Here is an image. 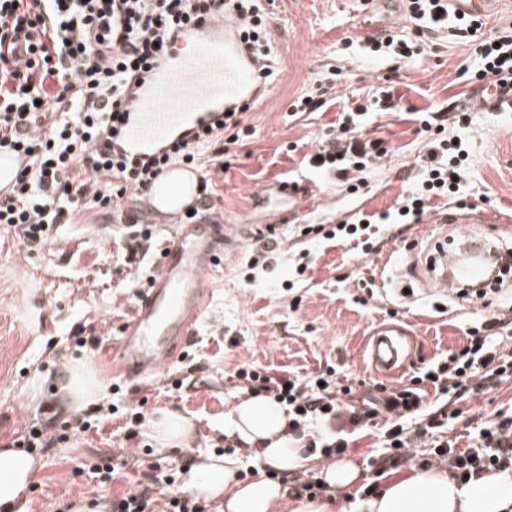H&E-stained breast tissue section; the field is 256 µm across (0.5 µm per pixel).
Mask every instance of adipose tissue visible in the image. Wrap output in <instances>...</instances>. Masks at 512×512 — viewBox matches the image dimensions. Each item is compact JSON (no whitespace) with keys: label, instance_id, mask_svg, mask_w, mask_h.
Masks as SVG:
<instances>
[{"label":"adipose tissue","instance_id":"obj_1","mask_svg":"<svg viewBox=\"0 0 512 512\" xmlns=\"http://www.w3.org/2000/svg\"><path fill=\"white\" fill-rule=\"evenodd\" d=\"M232 425L240 442L253 450L259 469L285 474L306 464L303 448L288 439V416L276 399H243L233 411ZM238 469L234 456L209 457L190 467L184 489L196 497L223 499L224 512H329V502L292 498L281 482L239 480ZM38 470L30 454L0 448V512H23ZM357 512H512V478L489 472L464 484L446 472L411 466L359 500Z\"/></svg>","mask_w":512,"mask_h":512}]
</instances>
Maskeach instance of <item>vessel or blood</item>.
Returning <instances> with one entry per match:
<instances>
[{"label":"vessel or blood","mask_w":512,"mask_h":512,"mask_svg":"<svg viewBox=\"0 0 512 512\" xmlns=\"http://www.w3.org/2000/svg\"><path fill=\"white\" fill-rule=\"evenodd\" d=\"M188 39L190 51L149 81L130 85L128 96L136 106L126 118L121 153L145 159L175 135L211 125L218 112L237 111L265 95L260 76L266 61L244 41L237 17L216 18L191 28ZM159 217L169 236L134 315L111 346L113 370L129 381L147 378L180 361L208 306V275L222 265L227 247L256 230L252 224H223L210 217L180 224L175 223L174 213L163 211ZM447 221L465 225L467 242L481 241V212L454 210ZM483 273V266L460 261L440 276L437 285L447 293L457 289L459 282ZM410 346L407 331L388 324L370 335L365 350L372 370L390 377L404 369Z\"/></svg>","instance_id":"vessel-or-blood-1"}]
</instances>
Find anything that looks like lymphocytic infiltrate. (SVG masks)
Here are the masks:
<instances>
[{
    "mask_svg": "<svg viewBox=\"0 0 512 512\" xmlns=\"http://www.w3.org/2000/svg\"><path fill=\"white\" fill-rule=\"evenodd\" d=\"M231 12L242 21L246 41L270 56L268 14L260 0H0V153L27 158L12 195L0 197V225L24 245L44 244L54 225L71 223L77 212L112 207L128 192L148 191L169 165L195 163L205 148L223 156L228 145L249 137L244 113L227 112L147 160L114 148L126 121L131 79L169 60L189 27ZM406 18L421 36L447 30L464 37L483 27L479 18L449 21L448 0H407ZM476 53L475 79L492 87L512 85L511 25L498 27ZM366 113L361 105L345 107L311 158L315 169L336 173L348 193L356 190L350 172L370 168L387 153L382 140L361 139ZM467 158L461 140L433 139L418 188L394 212L355 215L326 231L307 225L301 232L352 243L377 222L420 223L433 199L458 192ZM504 326L496 317L484 320L480 336L421 367L409 386L361 405L356 386L340 383L332 368L302 378L247 365L236 375L245 390L271 395L286 408L289 434L310 454H345L370 420L385 412L390 421L370 462L376 476L412 463L447 467L461 483L490 471L511 477L512 412H496L463 449L452 434L455 414L449 409L464 393L512 381V350L500 334ZM427 383L437 397L429 407ZM422 442L427 452H420Z\"/></svg>",
    "mask_w": 512,
    "mask_h": 512,
    "instance_id": "lymphocytic-infiltrate-1",
    "label": "lymphocytic infiltrate"
}]
</instances>
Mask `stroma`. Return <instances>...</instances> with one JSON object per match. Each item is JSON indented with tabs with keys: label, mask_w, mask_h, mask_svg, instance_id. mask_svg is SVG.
I'll list each match as a JSON object with an SVG mask.
<instances>
[{
	"label": "stroma",
	"mask_w": 512,
	"mask_h": 512,
	"mask_svg": "<svg viewBox=\"0 0 512 512\" xmlns=\"http://www.w3.org/2000/svg\"><path fill=\"white\" fill-rule=\"evenodd\" d=\"M265 3L279 74L247 114L253 136L226 153L230 168L210 204L224 216L245 215L252 223L275 226L280 248L263 252L256 236L228 251L210 278L207 311L184 361L157 379L132 383L105 368L102 351L81 352L73 345L78 333L111 345L136 304L134 281L154 270L165 233L141 198L125 201L139 223L154 227L150 248L136 266L125 263L127 240L112 238V215L105 210L81 211L73 223L56 225L47 245L31 251L0 228V448L37 422L45 400L54 401L60 420L72 418L63 389L73 365L97 382L98 397L84 403V411L97 404L142 401L148 412L175 409L193 425L185 443L163 449L148 436L125 439L123 419H107L98 430L35 451L41 467L24 512H56L76 501L111 502L133 491L157 463L184 479L191 464L223 449L231 433V412L244 398L234 376L241 365L307 377L332 363L342 377L365 382L373 393L381 380L366 361L364 343L378 325L397 324L408 328L414 340L407 368L384 380L397 388L409 384L415 371L434 357L467 344L469 329L484 314L481 305L447 296L427 281L420 257L409 250L413 244L427 246L438 235L436 221L448 213L444 199L432 200L430 222L380 227L366 255L296 232L298 225L336 224L358 210L378 214L392 209L416 187L427 143L417 123L403 119L401 110L452 116L466 105L467 127L448 129L461 134L469 148L460 204L484 214L487 238L504 236L512 242V110L475 103L479 86L461 75L474 64V43L433 34L413 58L370 59L359 44L370 28L393 27L411 39L413 25L392 19L388 7H368L362 0ZM331 63L344 69L336 87L339 103L318 112L292 113L293 100L310 91ZM387 86L400 98L399 111L371 112L362 135L386 141L388 153L364 173L356 196L337 193L334 175L305 165L303 157L319 149L343 102L376 100ZM287 144L297 145L294 156L284 153ZM283 182L301 189L298 222L278 219L288 207L277 192ZM258 189L265 192L259 200L253 196ZM304 254L311 267L294 277L293 264ZM252 259L258 260L260 272L248 284L244 275ZM510 407L512 382H507L457 403L454 431L466 433ZM116 450L125 464L111 482L83 472L84 463Z\"/></svg>",
	"instance_id": "obj_1"
}]
</instances>
